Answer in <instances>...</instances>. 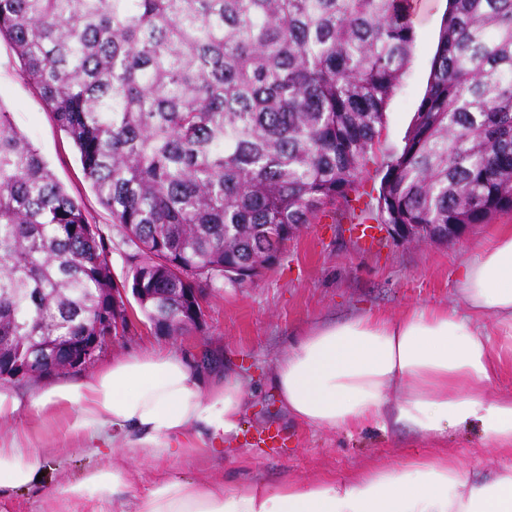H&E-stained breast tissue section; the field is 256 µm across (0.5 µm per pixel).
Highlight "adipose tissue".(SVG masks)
I'll use <instances>...</instances> for the list:
<instances>
[{"instance_id":"obj_1","label":"adipose tissue","mask_w":512,"mask_h":512,"mask_svg":"<svg viewBox=\"0 0 512 512\" xmlns=\"http://www.w3.org/2000/svg\"><path fill=\"white\" fill-rule=\"evenodd\" d=\"M456 285L461 310H368L302 332L271 385L287 417L314 429L403 428L424 439L477 430L509 458L494 476L469 477L448 454L275 484L164 475L137 495L133 512H512V390L491 391L512 372L511 224L496 227ZM249 406L238 374L208 383L193 361L163 352L114 357L26 402L0 387V420L28 416L0 439V499L37 485V426L58 425L68 448L107 456L126 448L157 465L203 449L232 453ZM133 477L123 464L88 473L69 488L66 512H120Z\"/></svg>"}]
</instances>
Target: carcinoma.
Returning <instances> with one entry per match:
<instances>
[{
    "label": "carcinoma",
    "instance_id": "carcinoma-1",
    "mask_svg": "<svg viewBox=\"0 0 512 512\" xmlns=\"http://www.w3.org/2000/svg\"><path fill=\"white\" fill-rule=\"evenodd\" d=\"M428 87L364 188L410 60L406 0H0V38L133 249L99 225L0 106V383L79 371L129 313L188 333L187 297L239 288L299 228L484 224L512 211V0H449ZM67 344L69 365L38 362Z\"/></svg>",
    "mask_w": 512,
    "mask_h": 512
}]
</instances>
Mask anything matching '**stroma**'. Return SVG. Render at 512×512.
I'll return each mask as SVG.
<instances>
[{
    "instance_id": "35a3bbf8",
    "label": "stroma",
    "mask_w": 512,
    "mask_h": 512,
    "mask_svg": "<svg viewBox=\"0 0 512 512\" xmlns=\"http://www.w3.org/2000/svg\"><path fill=\"white\" fill-rule=\"evenodd\" d=\"M409 7L411 60L386 112L380 145L384 154L401 147L424 96L448 0H409ZM0 106L12 113L66 191L83 198L112 248V276L123 281L129 269V248L84 180L68 137L21 75L10 43L2 38ZM498 224H512V211L493 213L483 224L464 225L459 236L446 241L387 239L380 249L367 252L349 236L340 207H329L319 221L300 228L275 268L253 285L238 288L222 281L207 289L204 316L195 330L161 335L143 315H136L126 334L108 343L86 370L94 371L115 356L168 350L195 362L209 355L204 379L226 370L242 376L253 393L244 420L247 437L275 426L287 435V446L262 452L245 448L231 459L200 453L171 460L168 472L187 480L307 479L321 472L356 468L375 458L398 462L411 454L438 451L457 455L467 472L490 476L502 460L476 432L452 428L442 440L432 442L404 430L325 431L297 425L287 420L272 394L270 377L291 340L313 324L347 319L366 310L397 315L424 305L462 307L455 274ZM39 442L44 486L1 498L0 512H56L61 490L80 482L88 472L108 466L110 460L133 459L126 449L115 450L108 460L61 447L50 427L41 431Z\"/></svg>"
}]
</instances>
